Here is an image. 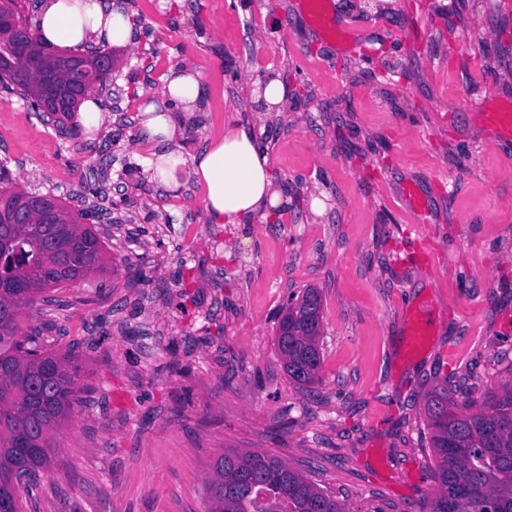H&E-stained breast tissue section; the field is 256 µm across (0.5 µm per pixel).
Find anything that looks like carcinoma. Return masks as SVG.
I'll return each mask as SVG.
<instances>
[{
  "instance_id": "obj_1",
  "label": "carcinoma",
  "mask_w": 512,
  "mask_h": 512,
  "mask_svg": "<svg viewBox=\"0 0 512 512\" xmlns=\"http://www.w3.org/2000/svg\"><path fill=\"white\" fill-rule=\"evenodd\" d=\"M18 27L0 38L12 58L15 40L28 53L0 67V83L27 98L39 95L40 44L28 37L21 0H0V17ZM29 198L0 190V512H22L19 488L51 467L55 435L71 417L83 366L72 353L52 351L26 336L20 307L46 290L106 269L95 224H81L56 203L57 224L38 217L12 224L8 207ZM297 305L279 313L277 348L288 379L308 389L319 380L323 322L321 296L306 288ZM437 488L423 512H512V382L458 408L448 384L424 396ZM208 512H345L343 505L299 470L267 452L228 450L213 463Z\"/></svg>"
}]
</instances>
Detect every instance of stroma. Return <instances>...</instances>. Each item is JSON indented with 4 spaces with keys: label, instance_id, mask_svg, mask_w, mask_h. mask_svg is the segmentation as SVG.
I'll return each mask as SVG.
<instances>
[{
    "label": "stroma",
    "instance_id": "obj_1",
    "mask_svg": "<svg viewBox=\"0 0 512 512\" xmlns=\"http://www.w3.org/2000/svg\"><path fill=\"white\" fill-rule=\"evenodd\" d=\"M104 129L60 132L0 89V189L95 212L106 270L47 290L23 331L72 350L87 391L22 512H206L224 450L279 456L346 512H420L436 489L424 395L512 380V0H126ZM204 74L191 155L253 119L252 81L288 88L267 124L278 219L211 223L187 170L168 195L135 158L143 91ZM421 207L405 202L406 187ZM318 289L322 382L291 383L279 308ZM488 123L495 129L499 140L512 141V105L500 106L495 112L484 113Z\"/></svg>",
    "mask_w": 512,
    "mask_h": 512
}]
</instances>
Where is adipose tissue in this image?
Returning <instances> with one entry per match:
<instances>
[{"label": "adipose tissue", "instance_id": "adipose-tissue-1", "mask_svg": "<svg viewBox=\"0 0 512 512\" xmlns=\"http://www.w3.org/2000/svg\"><path fill=\"white\" fill-rule=\"evenodd\" d=\"M34 30L43 44L75 55L92 46L131 45L135 32L124 0H41ZM202 82L197 67L179 66L167 74L160 92L146 94L140 125L149 150L141 157L143 165L173 194L182 189L175 172L186 167L212 223L275 217L287 200L275 185L254 127L229 128L201 152L184 157L182 140L200 109Z\"/></svg>", "mask_w": 512, "mask_h": 512}]
</instances>
